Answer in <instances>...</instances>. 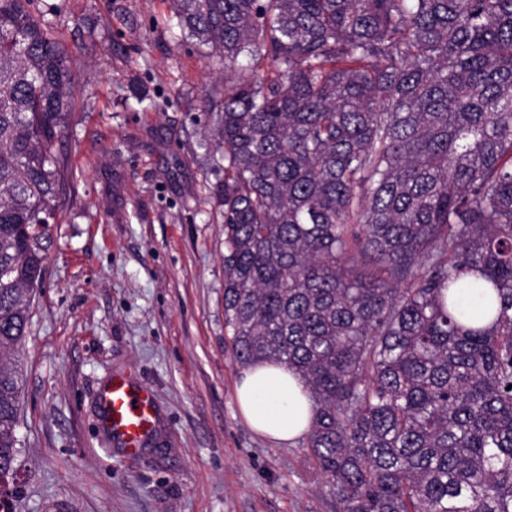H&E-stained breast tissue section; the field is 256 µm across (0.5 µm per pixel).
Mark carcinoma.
Returning <instances> with one entry per match:
<instances>
[{"label":"carcinoma","instance_id":"carcinoma-1","mask_svg":"<svg viewBox=\"0 0 512 512\" xmlns=\"http://www.w3.org/2000/svg\"><path fill=\"white\" fill-rule=\"evenodd\" d=\"M0 0V352L29 322L75 77ZM224 61V328L311 399L338 512H512V0H171ZM493 316L449 292L470 273ZM22 375L0 364V512Z\"/></svg>","mask_w":512,"mask_h":512}]
</instances>
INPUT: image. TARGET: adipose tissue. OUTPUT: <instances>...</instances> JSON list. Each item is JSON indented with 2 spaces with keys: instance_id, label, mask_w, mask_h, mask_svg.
Returning a JSON list of instances; mask_svg holds the SVG:
<instances>
[{
  "instance_id": "ef3b65f1",
  "label": "adipose tissue",
  "mask_w": 512,
  "mask_h": 512,
  "mask_svg": "<svg viewBox=\"0 0 512 512\" xmlns=\"http://www.w3.org/2000/svg\"><path fill=\"white\" fill-rule=\"evenodd\" d=\"M236 403L257 434L281 443L308 430L311 401L302 380L285 366L263 362L250 366L236 385Z\"/></svg>"
}]
</instances>
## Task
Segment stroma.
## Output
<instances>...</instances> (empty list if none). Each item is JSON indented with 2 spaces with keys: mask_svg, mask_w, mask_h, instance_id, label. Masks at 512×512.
I'll use <instances>...</instances> for the list:
<instances>
[{
  "mask_svg": "<svg viewBox=\"0 0 512 512\" xmlns=\"http://www.w3.org/2000/svg\"><path fill=\"white\" fill-rule=\"evenodd\" d=\"M62 32L76 110L27 335L13 512H336L302 442L254 433L224 334L219 63L170 0H34ZM153 390L155 436L126 455L101 422L112 373Z\"/></svg>",
  "mask_w": 512,
  "mask_h": 512,
  "instance_id": "stroma-1",
  "label": "stroma"
}]
</instances>
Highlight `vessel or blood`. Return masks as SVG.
<instances>
[{
  "mask_svg": "<svg viewBox=\"0 0 512 512\" xmlns=\"http://www.w3.org/2000/svg\"><path fill=\"white\" fill-rule=\"evenodd\" d=\"M102 422L130 453L143 448L157 428L153 392L125 375H112L98 394Z\"/></svg>",
  "mask_w": 512,
  "mask_h": 512,
  "instance_id": "vessel-or-blood-1",
  "label": "vessel or blood"
}]
</instances>
